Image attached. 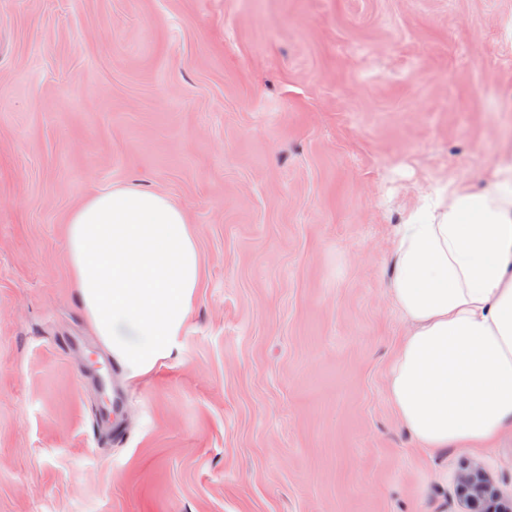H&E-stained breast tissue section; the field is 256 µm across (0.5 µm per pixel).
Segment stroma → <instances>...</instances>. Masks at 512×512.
<instances>
[{
  "instance_id": "stroma-1",
  "label": "stroma",
  "mask_w": 512,
  "mask_h": 512,
  "mask_svg": "<svg viewBox=\"0 0 512 512\" xmlns=\"http://www.w3.org/2000/svg\"><path fill=\"white\" fill-rule=\"evenodd\" d=\"M512 164V0H0V512H466L389 399L393 228ZM115 186L201 288L124 381L69 273Z\"/></svg>"
}]
</instances>
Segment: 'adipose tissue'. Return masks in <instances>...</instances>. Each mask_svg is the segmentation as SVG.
I'll list each match as a JSON object with an SVG mask.
<instances>
[{"instance_id":"1","label":"adipose tissue","mask_w":512,"mask_h":512,"mask_svg":"<svg viewBox=\"0 0 512 512\" xmlns=\"http://www.w3.org/2000/svg\"><path fill=\"white\" fill-rule=\"evenodd\" d=\"M75 291L127 378L168 358L201 281L185 214L166 196L116 187L68 223ZM391 297L408 331L388 393L417 448L484 452L512 432V166L483 189L419 196L394 229Z\"/></svg>"}]
</instances>
